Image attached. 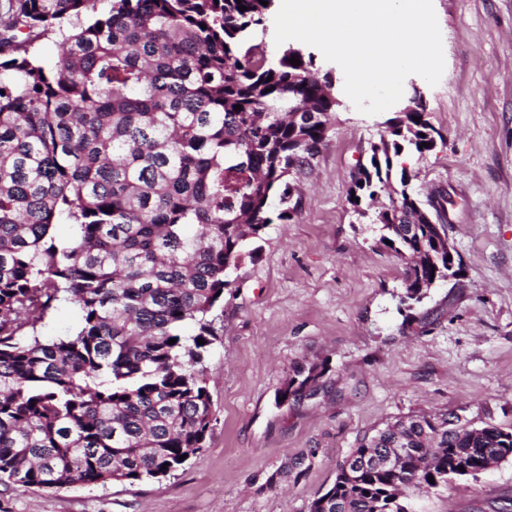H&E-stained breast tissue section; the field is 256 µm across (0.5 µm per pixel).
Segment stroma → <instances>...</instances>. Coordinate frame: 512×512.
Segmentation results:
<instances>
[{"label":"stroma","mask_w":512,"mask_h":512,"mask_svg":"<svg viewBox=\"0 0 512 512\" xmlns=\"http://www.w3.org/2000/svg\"><path fill=\"white\" fill-rule=\"evenodd\" d=\"M445 68L417 79L444 141L402 160L408 192L443 205L460 273L407 299L406 263L371 217L392 190L346 196L385 131L342 104L310 167L290 177L299 205L268 225L212 313L204 361L215 421L174 475L62 490L0 483V512H309L360 440L412 414L447 411L512 430V0H433ZM315 369L300 400L275 398ZM512 499V462L411 495L414 512H476Z\"/></svg>","instance_id":"35a3bbf8"}]
</instances>
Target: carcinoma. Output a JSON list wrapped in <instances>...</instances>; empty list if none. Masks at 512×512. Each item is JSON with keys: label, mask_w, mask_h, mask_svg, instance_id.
Here are the masks:
<instances>
[{"label": "carcinoma", "mask_w": 512, "mask_h": 512, "mask_svg": "<svg viewBox=\"0 0 512 512\" xmlns=\"http://www.w3.org/2000/svg\"><path fill=\"white\" fill-rule=\"evenodd\" d=\"M89 2L7 0L0 19V480L38 489L133 485L202 451L208 317L251 240L291 217L288 175L336 112L313 55L275 61L256 41L274 0H112L85 20ZM50 33L60 52L44 62L30 47ZM436 133L425 102L398 112L348 189L362 215L361 200L399 181L379 242L409 259L411 298L448 278L443 214L426 219L401 163ZM56 224L74 240L56 242ZM68 303L74 331L42 336L37 323ZM394 448L397 473L351 479L342 463L310 512H336L326 500L412 512L407 491L512 460V431L415 414L349 457Z\"/></svg>", "instance_id": "obj_1"}]
</instances>
